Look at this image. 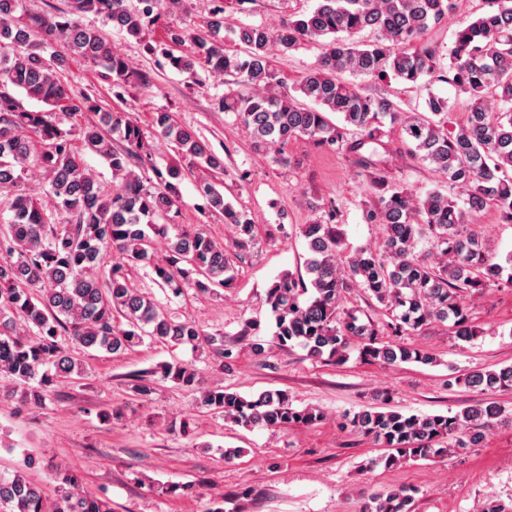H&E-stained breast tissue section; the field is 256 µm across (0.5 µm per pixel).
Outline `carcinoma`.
<instances>
[{
    "mask_svg": "<svg viewBox=\"0 0 512 512\" xmlns=\"http://www.w3.org/2000/svg\"><path fill=\"white\" fill-rule=\"evenodd\" d=\"M161 0H65L32 12L25 0H0V200L10 217L0 225V377L12 383L0 398L26 411L42 408L61 378L82 373L79 351L121 354L145 340L188 346L224 368L238 350L192 320H178L129 279L150 269L155 282L174 297L192 289L217 295L232 285L235 261L254 241V220L224 201L213 174L224 171V157L193 132L179 126L166 109L152 113L153 136L176 160L197 167L195 190L211 213L224 215L236 229L235 257L224 244L195 224H180L181 168L153 162L154 145L128 113L102 108L91 96L73 93L62 79L66 59L79 56L100 65L118 97L149 84L112 52L98 30L83 24L89 14L124 30L150 55L161 53L172 67L192 71L202 64L234 77L238 90L219 100L234 115L257 151H272L288 163L284 147L305 138L329 154L349 155L368 181L371 200L362 216L385 230L383 247L359 249L348 266L336 262L343 240L334 202L300 227L307 240L305 274L285 272L272 282L266 303L274 318L271 343L299 345L307 356L336 362L351 349L382 364L431 365L428 351L397 337L431 321L451 322L456 339L478 335L462 303L464 294L511 287L512 256L497 261L469 217L487 209L512 223V0H484L456 31L448 57L429 34L446 27L460 0H316L308 12L293 15L276 31L244 24L224 33V0H211L201 30L169 29L168 43L189 42L190 53L176 55L147 38L159 23ZM306 43L320 46L301 79L288 88L272 63L271 47L284 53ZM356 81H348L343 74ZM392 76L404 83L443 82L456 104L430 95L426 113L400 109L388 94H372L364 83ZM42 103L28 109L17 92ZM465 119L453 118L455 105ZM86 112L98 121L75 127ZM340 116L335 123L331 115ZM398 126L410 157L465 189L463 202L437 189L420 197L396 182L367 153L386 136L385 124ZM103 158L112 183L103 184L83 162L80 147ZM37 167L48 175L44 195L57 206L58 222L46 214L41 197L20 185L21 173ZM156 236L168 240L162 256ZM364 288L388 313V320L363 322L349 305L352 284ZM158 380L201 390V405L245 429L314 424L323 413L296 408L285 393L263 391L247 399L224 388H200L201 374L183 361L160 366ZM490 396L512 391V365L477 369L448 379ZM138 399L150 396L154 382L137 376ZM341 416L342 427L389 450L373 463L387 467L406 460H435L448 448L466 450L483 442L502 412L488 400L448 415L404 413L388 405ZM451 441L450 446L443 440ZM45 468L56 482V497L23 471L0 473V512H112L104 496L80 489L71 470L49 459ZM415 490L402 486L364 496L360 512H412Z\"/></svg>",
    "mask_w": 512,
    "mask_h": 512,
    "instance_id": "cac0c4a2",
    "label": "carcinoma"
}]
</instances>
